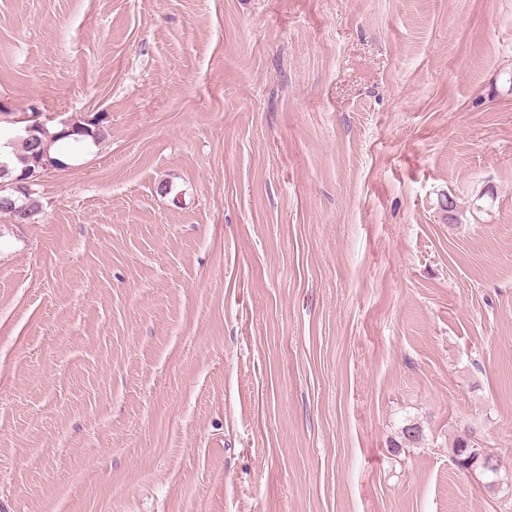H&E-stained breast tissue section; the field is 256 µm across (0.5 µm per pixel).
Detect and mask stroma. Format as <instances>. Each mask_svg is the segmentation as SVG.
Returning <instances> with one entry per match:
<instances>
[{
	"label": "stroma",
	"mask_w": 512,
	"mask_h": 512,
	"mask_svg": "<svg viewBox=\"0 0 512 512\" xmlns=\"http://www.w3.org/2000/svg\"><path fill=\"white\" fill-rule=\"evenodd\" d=\"M0 102L105 127L0 214V512H512V0H0ZM476 443L464 430L456 435L454 440V453L457 457V465L462 470L479 471L480 474L488 476L491 480L488 486H495L500 477L501 465L496 455L492 452L479 454L475 448Z\"/></svg>",
	"instance_id": "stroma-1"
}]
</instances>
